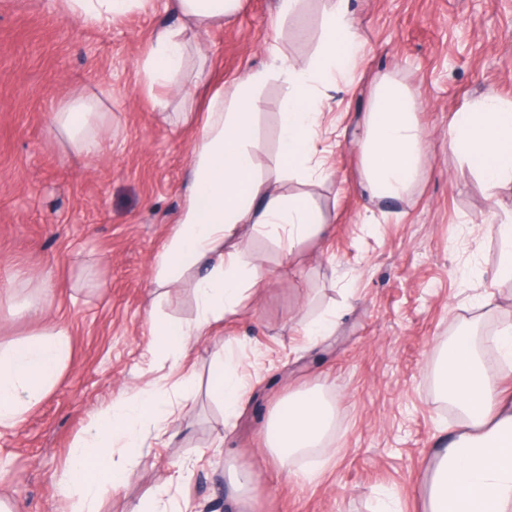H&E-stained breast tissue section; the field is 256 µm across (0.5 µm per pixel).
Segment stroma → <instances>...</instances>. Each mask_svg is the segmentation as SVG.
<instances>
[{
  "label": "stroma",
  "instance_id": "stroma-1",
  "mask_svg": "<svg viewBox=\"0 0 512 512\" xmlns=\"http://www.w3.org/2000/svg\"><path fill=\"white\" fill-rule=\"evenodd\" d=\"M325 0H303L301 14L276 21L277 0H243L238 15L195 35L188 65L168 88L159 116L143 89L140 60L156 28L176 24L166 0L87 26L61 0H0V345L53 323L71 337L55 387L16 428L0 434V493L21 512H59V480L70 449L113 401L157 379L180 399L192 374L198 395L172 425L171 443L146 439V456L100 512H132L150 499L172 462L190 463L167 512H238L228 467L258 484L249 512H373L393 494L400 512H423L425 471L438 448L464 429L439 398L432 369L442 347L471 320L488 336L512 320V280L493 281L501 245L495 227L512 213V183L491 188L463 155L448 149L456 113L494 96L512 102V0H350L359 42L352 88L326 90L323 125L336 129L322 183H285L332 220L329 235L285 254L275 234L252 233L250 257L269 269L213 336L187 359L155 349L153 316L188 321L192 283L162 290L151 269L185 203L191 147L202 107L247 68H262L271 47L289 60L315 58L326 36ZM390 74L417 104L426 134L423 174L408 199L369 204L359 189L360 157L344 134ZM105 94L107 135L93 159H73L50 115L67 96ZM196 107L186 115L180 99ZM255 94L260 177L278 171V76ZM495 302L477 308V299ZM41 302L42 320L26 311ZM336 307L334 336L308 343L300 311ZM242 361L248 386L240 414L225 423L209 394L223 353ZM321 391L335 417L325 447L298 459L316 480L301 486L264 450L263 434L289 394ZM222 448H215L216 440Z\"/></svg>",
  "mask_w": 512,
  "mask_h": 512
}]
</instances>
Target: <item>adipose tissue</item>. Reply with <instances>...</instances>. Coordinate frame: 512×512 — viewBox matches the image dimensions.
<instances>
[{
	"instance_id": "ef3b65f1",
	"label": "adipose tissue",
	"mask_w": 512,
	"mask_h": 512,
	"mask_svg": "<svg viewBox=\"0 0 512 512\" xmlns=\"http://www.w3.org/2000/svg\"><path fill=\"white\" fill-rule=\"evenodd\" d=\"M65 14L96 25L144 9L148 0H62ZM178 17L174 26L158 28L141 64L147 90L173 83L182 71L189 33L234 17L242 0H168ZM327 35L315 59L296 64L270 49L263 68L237 77L228 94L211 99L190 154L187 203L154 268L157 287L178 283L195 271L196 317L189 323L152 320L161 350L187 357L190 347L211 336L226 313L240 305L246 288L264 283L270 272L262 264H244L250 232H275L284 249L325 238L330 226L305 198L291 196L279 180H262L251 151L259 101L255 88L269 74L281 83L279 157L284 174L304 179L329 175L327 156L334 144L322 132V90L337 72L350 67L356 32L348 0H329ZM101 98L69 97L51 116V126L80 159L98 155L105 126ZM353 142L360 154L361 190L368 200L406 197L422 174L425 137L408 89L385 74L375 83L368 112ZM450 151L475 161L490 185L512 180V103L491 97L457 113L448 131ZM502 356L496 370L485 367L475 336L451 337L433 368L439 395L462 412L465 432L441 448L426 479L424 512H512V402H503L501 378L512 375V323L501 325L493 339ZM71 338L51 325L34 337L0 347V429H12L57 383L69 358ZM237 357H226L213 372V394L234 417L246 398ZM183 405L159 400L156 382L114 402L70 450L66 474L79 500L69 512H94L102 495L122 489L131 467L143 459L144 431L162 437ZM333 423L321 392L289 396L272 416L265 433L268 452L288 465L312 448L324 447ZM122 462H114V452Z\"/></svg>"
}]
</instances>
